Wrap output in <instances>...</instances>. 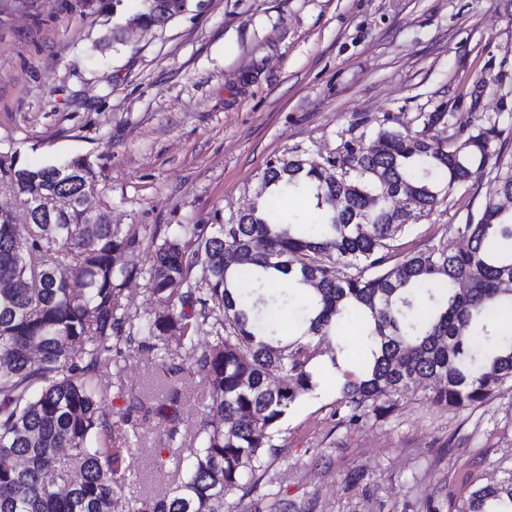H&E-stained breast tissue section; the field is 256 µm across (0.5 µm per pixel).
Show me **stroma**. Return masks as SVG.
<instances>
[{"label": "stroma", "mask_w": 512, "mask_h": 512, "mask_svg": "<svg viewBox=\"0 0 512 512\" xmlns=\"http://www.w3.org/2000/svg\"><path fill=\"white\" fill-rule=\"evenodd\" d=\"M127 8L112 0H0V157L41 168L77 155L97 163L92 204L133 226L129 263L148 265L156 227L230 224L252 206L270 157L335 153L380 123L401 130L422 112L498 118L512 158V0H191L161 29L111 44ZM492 188L475 178L397 242L438 243L478 213ZM123 347L98 385L122 414L129 503L166 493L185 472L175 451L197 445L208 418L198 375L162 378L159 362ZM338 388L316 381L290 410L260 488L224 512H462L470 489L512 478V390L477 407L399 397L392 413L338 423ZM176 409L175 425L156 407ZM177 435H170V428Z\"/></svg>", "instance_id": "obj_1"}]
</instances>
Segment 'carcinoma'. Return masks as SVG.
Returning <instances> with one entry per match:
<instances>
[{
    "instance_id": "cac0c4a2",
    "label": "carcinoma",
    "mask_w": 512,
    "mask_h": 512,
    "mask_svg": "<svg viewBox=\"0 0 512 512\" xmlns=\"http://www.w3.org/2000/svg\"><path fill=\"white\" fill-rule=\"evenodd\" d=\"M128 23L156 29L189 11L190 0H139ZM422 127L379 128L342 143L336 156L267 162L257 199L235 224H182L175 238L156 229L147 267L117 264L135 248L133 227L114 224L82 197L99 185L90 157L30 169L0 159V178L23 197L27 238L0 215V512H126L128 469L110 445L108 395L96 383L122 343L184 352L185 369L208 385V413L196 447L177 448L189 467L138 512H224V493L248 495L280 453V427L313 388L322 343L355 313L369 346L358 371L339 386L336 415L357 424L389 413L409 385L438 381V406L484 404L512 383V161L494 156L497 119L456 112L421 115ZM448 125V141L430 135ZM496 157L494 195L466 223L453 224L467 248L446 245L400 256L393 241L412 217L484 174ZM302 192L318 211L317 229L274 219L270 190ZM397 189L409 209L388 206ZM143 278L157 305L144 320L121 303L124 284ZM286 280L301 294L302 332L279 334L272 311L248 304L242 284ZM212 334L205 348L196 335ZM278 373L271 390L267 377ZM70 480L55 488L60 449ZM490 501L512 504V483L469 493L466 512Z\"/></svg>"
}]
</instances>
